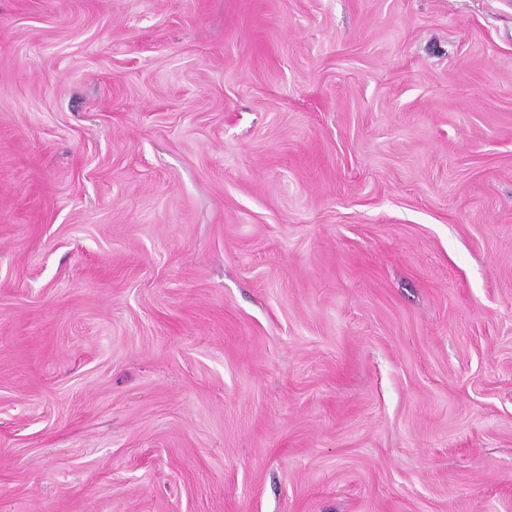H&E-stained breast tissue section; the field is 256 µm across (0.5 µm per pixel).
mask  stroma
Listing matches in <instances>:
<instances>
[{"instance_id": "obj_1", "label": "stroma", "mask_w": 512, "mask_h": 512, "mask_svg": "<svg viewBox=\"0 0 512 512\" xmlns=\"http://www.w3.org/2000/svg\"><path fill=\"white\" fill-rule=\"evenodd\" d=\"M0 512H512V0H0Z\"/></svg>"}]
</instances>
